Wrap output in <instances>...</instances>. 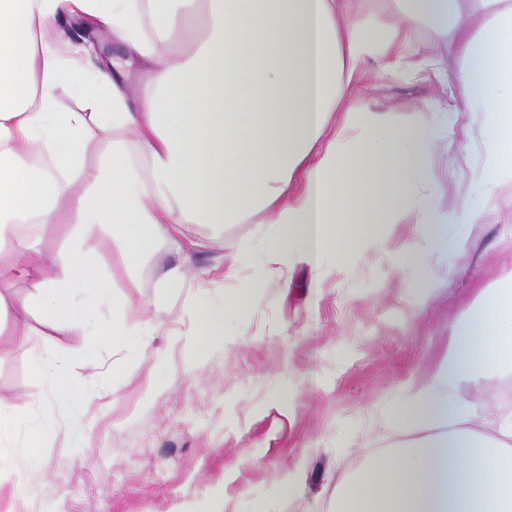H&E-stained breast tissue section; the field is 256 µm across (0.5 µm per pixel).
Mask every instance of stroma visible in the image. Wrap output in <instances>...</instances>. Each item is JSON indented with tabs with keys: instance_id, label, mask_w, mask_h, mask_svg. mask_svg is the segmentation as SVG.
I'll use <instances>...</instances> for the list:
<instances>
[{
	"instance_id": "stroma-1",
	"label": "stroma",
	"mask_w": 512,
	"mask_h": 512,
	"mask_svg": "<svg viewBox=\"0 0 512 512\" xmlns=\"http://www.w3.org/2000/svg\"><path fill=\"white\" fill-rule=\"evenodd\" d=\"M64 30L73 45H97L99 57L124 53L111 32L82 19ZM400 51L462 76L455 44L428 24L415 23ZM379 65L363 59L347 106L438 132L428 154L434 180L416 181L415 192L450 214L487 193L475 223L448 227L465 248L438 254L419 225L379 224L373 242L343 260L324 251L314 268L296 246L267 251L263 213L184 225L201 243L188 255L159 243L131 260L113 244L97 261L112 303L95 311V325L138 318L146 335L80 354L67 328L40 311L21 338L11 319L0 321V405L28 413L25 427L0 436V455L23 449L35 460L0 466V512H206L216 500L223 512H330L342 474L409 438L376 414L436 363L474 293L512 270V181L484 189L489 113L447 106L438 80L384 75ZM18 232L49 253L73 244L59 214ZM441 266L452 271L448 284L429 291ZM174 267L179 281L163 282ZM203 305L223 311L224 342L197 349L189 339ZM66 355L80 383L61 391L49 373ZM511 389L512 372L490 371L460 395L498 414L512 411ZM296 470L298 486L285 488Z\"/></svg>"
}]
</instances>
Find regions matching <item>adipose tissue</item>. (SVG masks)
<instances>
[{
  "instance_id": "obj_1",
  "label": "adipose tissue",
  "mask_w": 512,
  "mask_h": 512,
  "mask_svg": "<svg viewBox=\"0 0 512 512\" xmlns=\"http://www.w3.org/2000/svg\"><path fill=\"white\" fill-rule=\"evenodd\" d=\"M473 1L485 17L476 29L466 23ZM173 2L0 0V276L37 288L11 308L0 297V315L12 312L18 326L36 307L79 344L93 341L92 314L112 302L96 274L110 244L131 242L136 255L159 241L189 252L196 244L182 225L221 224L250 208L269 214L270 252L296 243L312 261L327 247L354 248L375 224L414 222L434 251L463 249L430 199L412 191L414 179L432 178L428 129L402 133L373 115L362 148L344 149L354 124L343 103L362 58L422 69L396 50L417 17L458 41L468 101L497 128L486 186L512 180V0H405L407 24L378 17L363 33L340 22L354 0H198L204 37L161 63L152 92L130 104L129 67L155 61L161 40L191 22ZM68 15L111 29L124 56L103 63L88 50L59 49ZM60 88L86 111H56ZM103 101L109 111H99ZM110 129L132 132L141 157L116 141L111 163L86 167L88 145ZM78 178L88 189L67 209L73 249L49 254L16 233L48 223ZM337 223L355 227V237L336 241L328 227ZM500 281L474 297L439 361L408 381L399 408L384 416L391 429L427 431L425 442L368 456L343 479L332 512H512V418L484 445L470 428L479 408L456 394L487 371L512 369V272Z\"/></svg>"
}]
</instances>
